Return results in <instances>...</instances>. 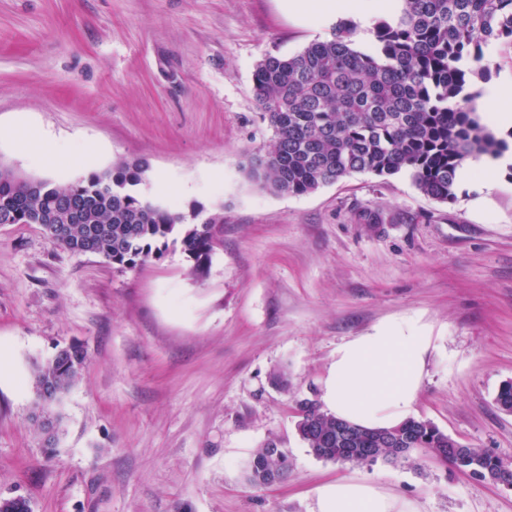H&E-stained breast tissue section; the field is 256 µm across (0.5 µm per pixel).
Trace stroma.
<instances>
[{
  "instance_id": "35a3bbf8",
  "label": "stroma",
  "mask_w": 512,
  "mask_h": 512,
  "mask_svg": "<svg viewBox=\"0 0 512 512\" xmlns=\"http://www.w3.org/2000/svg\"><path fill=\"white\" fill-rule=\"evenodd\" d=\"M332 25L284 0H0V162L68 182L144 159L146 195L222 224L201 271L173 246L126 269L0 226V495L31 512H311L317 485L355 476L417 512H512L511 487L423 452L341 465L297 432L337 345L420 315L436 350L416 418L512 461V413L494 404L512 381V165L490 184L470 171L450 204L406 173L292 196L242 167L274 138L257 62ZM30 129L40 151L13 141ZM72 344L86 365L48 455L32 364ZM271 440L288 476L251 485Z\"/></svg>"
}]
</instances>
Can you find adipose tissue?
I'll return each mask as SVG.
<instances>
[{
	"mask_svg": "<svg viewBox=\"0 0 512 512\" xmlns=\"http://www.w3.org/2000/svg\"><path fill=\"white\" fill-rule=\"evenodd\" d=\"M289 12L354 18L367 33L389 0H287ZM435 349L429 326L418 317L385 319L337 346L319 381L324 411L362 428L388 429L411 418ZM311 512H415L412 502L374 484L343 477L318 486Z\"/></svg>",
	"mask_w": 512,
	"mask_h": 512,
	"instance_id": "ef3b65f1",
	"label": "adipose tissue"
}]
</instances>
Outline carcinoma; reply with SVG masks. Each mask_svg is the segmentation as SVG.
I'll return each mask as SVG.
<instances>
[{
  "instance_id": "carcinoma-1",
  "label": "carcinoma",
  "mask_w": 512,
  "mask_h": 512,
  "mask_svg": "<svg viewBox=\"0 0 512 512\" xmlns=\"http://www.w3.org/2000/svg\"><path fill=\"white\" fill-rule=\"evenodd\" d=\"M396 16L372 28V49L353 47L357 26L340 20L330 38L289 56L265 55L252 76L254 97L273 129L272 146L247 155L244 170L276 194L305 195L353 173L410 174L417 189L440 202L455 200L463 164L472 156L496 155L502 143L469 107L473 77L487 72L484 48L512 45V0H399ZM147 162L119 160L111 170L68 183L40 180L39 187L0 180V224H42L66 196L83 202L91 223L69 225L57 238L43 224L51 244L96 254L120 268H134L173 245L200 271L219 243L220 225L198 223L144 197ZM86 355L73 345L34 365L36 404L49 409L79 381ZM495 403L512 413V382ZM298 431L316 458L371 466L397 461V448H429L431 456L456 468L494 467L479 448L448 453L449 436L431 423L409 419L393 429L336 430L342 421L318 402H300ZM389 435L390 445L378 437ZM275 467L288 475V454L273 441L249 462V477L265 481Z\"/></svg>"
}]
</instances>
